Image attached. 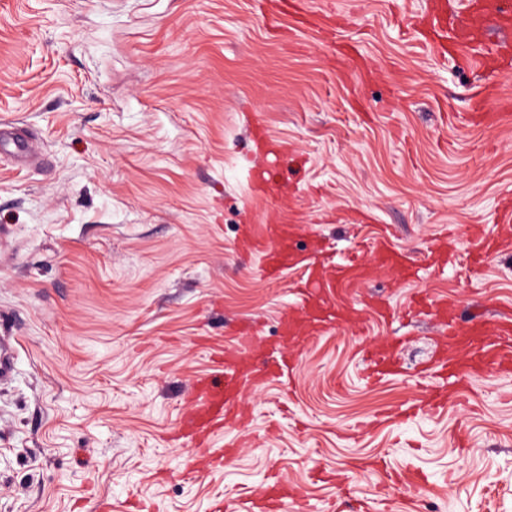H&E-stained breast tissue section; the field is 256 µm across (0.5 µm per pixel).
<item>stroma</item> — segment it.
Listing matches in <instances>:
<instances>
[{
    "label": "stroma",
    "mask_w": 512,
    "mask_h": 512,
    "mask_svg": "<svg viewBox=\"0 0 512 512\" xmlns=\"http://www.w3.org/2000/svg\"><path fill=\"white\" fill-rule=\"evenodd\" d=\"M425 0H0V512H215L274 476L312 512H512V374L442 380L444 327L512 317V250L472 272V227L511 230L512 77L434 54ZM497 84L499 102L484 98ZM300 224L343 266L386 238L416 277L357 269L358 319L310 338L288 380L247 392L222 468L183 476L192 381L239 328L276 342L301 273L267 284L242 225ZM452 255L433 263V237ZM393 343L398 375L370 382ZM447 387L448 404L426 408Z\"/></svg>",
    "instance_id": "35a3bbf8"
}]
</instances>
